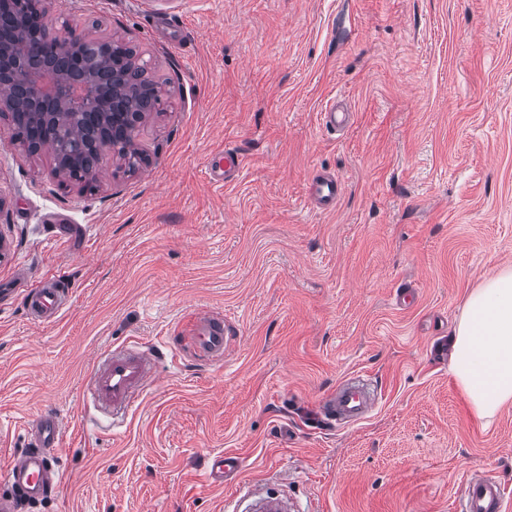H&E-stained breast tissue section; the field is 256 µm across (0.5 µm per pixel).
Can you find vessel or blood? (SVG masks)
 <instances>
[{
  "label": "vessel or blood",
  "instance_id": "vessel-or-blood-1",
  "mask_svg": "<svg viewBox=\"0 0 512 512\" xmlns=\"http://www.w3.org/2000/svg\"><path fill=\"white\" fill-rule=\"evenodd\" d=\"M312 201L322 209L335 208L343 193V183L335 176L318 173L310 182ZM65 289L52 285L28 293V312L37 322L57 317L65 300ZM234 330L222 315L203 313L195 317L188 338V350L205 362H220L232 343ZM158 358L150 349L105 351L94 360L88 380V396L94 407L109 413L113 422H124L155 380ZM381 396L370 378L355 375L337 384L324 400L320 412L339 424L362 420L375 408ZM62 423L52 412L41 414L32 424L33 449L14 454L0 480L9 484L11 494L0 495V512H17L20 501L37 502L56 485L54 455L60 446ZM244 468L241 457L220 454L211 460L203 486L231 481ZM244 512H290L286 497L274 492L244 488ZM505 497L503 484L493 476L467 478L461 487V512H501Z\"/></svg>",
  "mask_w": 512,
  "mask_h": 512
}]
</instances>
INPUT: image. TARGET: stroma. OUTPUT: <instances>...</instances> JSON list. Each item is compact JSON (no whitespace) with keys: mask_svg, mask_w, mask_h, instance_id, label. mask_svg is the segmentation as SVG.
<instances>
[{"mask_svg":"<svg viewBox=\"0 0 512 512\" xmlns=\"http://www.w3.org/2000/svg\"><path fill=\"white\" fill-rule=\"evenodd\" d=\"M55 24L129 43L164 89L128 172L90 185L29 154L0 115V466L63 423L59 483L19 512H226L209 460L298 512H455L489 474L512 512V404L476 416L435 348L473 288L512 266V0H47ZM352 112L344 133L320 119ZM242 166L213 181L225 148ZM336 174L335 210L307 195ZM70 289L49 323L24 297ZM238 335L223 362L182 348L196 313ZM155 347L159 376L119 430L83 403L95 356ZM382 399L333 428L343 379ZM244 468L243 459L228 453L212 458L207 474L202 479V485L209 487L213 484L227 483L240 475Z\"/></svg>","mask_w":512,"mask_h":512,"instance_id":"35a3bbf8","label":"stroma"}]
</instances>
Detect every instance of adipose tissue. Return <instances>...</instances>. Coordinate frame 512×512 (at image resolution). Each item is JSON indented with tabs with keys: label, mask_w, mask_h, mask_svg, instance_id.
<instances>
[{
	"label": "adipose tissue",
	"mask_w": 512,
	"mask_h": 512,
	"mask_svg": "<svg viewBox=\"0 0 512 512\" xmlns=\"http://www.w3.org/2000/svg\"><path fill=\"white\" fill-rule=\"evenodd\" d=\"M449 344L450 372L478 417H491L512 403L511 267L469 294Z\"/></svg>",
	"instance_id": "obj_1"
}]
</instances>
